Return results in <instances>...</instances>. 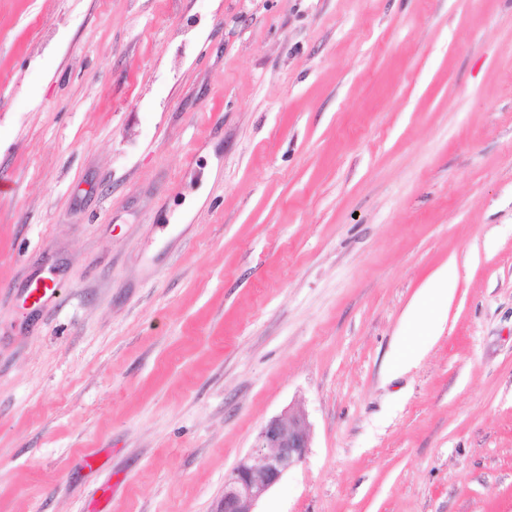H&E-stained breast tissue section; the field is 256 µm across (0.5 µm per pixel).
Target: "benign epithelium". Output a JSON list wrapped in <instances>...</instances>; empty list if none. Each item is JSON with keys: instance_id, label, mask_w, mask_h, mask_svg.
I'll return each instance as SVG.
<instances>
[{"instance_id": "benign-epithelium-1", "label": "benign epithelium", "mask_w": 512, "mask_h": 512, "mask_svg": "<svg viewBox=\"0 0 512 512\" xmlns=\"http://www.w3.org/2000/svg\"><path fill=\"white\" fill-rule=\"evenodd\" d=\"M311 448V432L304 410L270 419L259 431L250 452L224 479L220 512H255L257 503Z\"/></svg>"}]
</instances>
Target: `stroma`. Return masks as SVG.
<instances>
[{
    "instance_id": "obj_1",
    "label": "stroma",
    "mask_w": 512,
    "mask_h": 512,
    "mask_svg": "<svg viewBox=\"0 0 512 512\" xmlns=\"http://www.w3.org/2000/svg\"><path fill=\"white\" fill-rule=\"evenodd\" d=\"M0 183V512H512V0H0ZM454 273L444 267L432 278L431 287L423 288L411 304L406 316L419 336H435L443 321V304L448 303L454 289ZM310 447L311 432L304 410L289 408L286 416L270 419L256 436L251 451L224 479L220 512H257V503L305 460Z\"/></svg>"
}]
</instances>
